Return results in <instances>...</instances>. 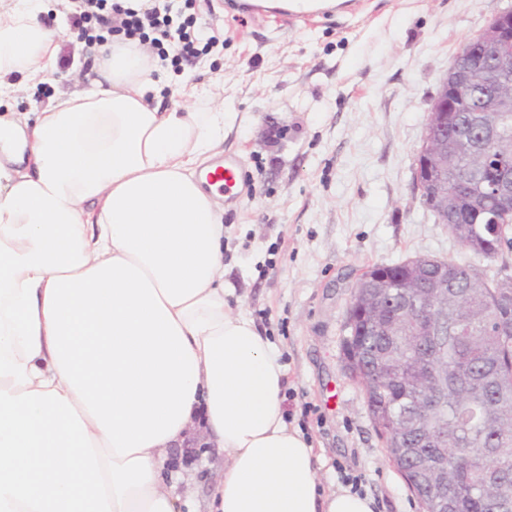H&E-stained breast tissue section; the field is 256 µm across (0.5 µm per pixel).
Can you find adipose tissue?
<instances>
[{
  "label": "adipose tissue",
  "instance_id": "adipose-tissue-1",
  "mask_svg": "<svg viewBox=\"0 0 512 512\" xmlns=\"http://www.w3.org/2000/svg\"><path fill=\"white\" fill-rule=\"evenodd\" d=\"M48 12L0 0V100L49 81ZM156 69L116 41L89 88L0 115V512H182L168 457L199 413L224 453L208 512H374L320 490L280 353L229 302L202 181L237 115L151 104Z\"/></svg>",
  "mask_w": 512,
  "mask_h": 512
}]
</instances>
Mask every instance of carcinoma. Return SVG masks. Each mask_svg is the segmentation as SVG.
<instances>
[{
  "label": "carcinoma",
  "mask_w": 512,
  "mask_h": 512,
  "mask_svg": "<svg viewBox=\"0 0 512 512\" xmlns=\"http://www.w3.org/2000/svg\"><path fill=\"white\" fill-rule=\"evenodd\" d=\"M448 173L464 175L473 186L497 178L500 170L489 164V153L448 156ZM487 213L479 216V234L460 235L457 241L475 254L495 258L502 246L512 244V211L493 199L485 202ZM499 218L498 237L483 232L489 215ZM448 293L435 309L447 318V349L442 360H431L432 340L424 327L409 318L399 321L402 347L391 348L386 339L356 321L352 334L343 340L346 357L361 362L372 411L381 408L397 417L408 414L420 399L423 376L431 370L448 374V391L442 407L430 416L428 427L448 433L438 448L419 446L418 435L406 441L416 451L399 458L400 465L425 479L442 480L457 502V512H497L492 503L512 501V337L488 334V327L504 317L512 319V307L499 304L497 281L476 269L446 261ZM392 360L395 370L384 384L369 379L377 361Z\"/></svg>",
  "instance_id": "1"
}]
</instances>
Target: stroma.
<instances>
[{"instance_id":"35a3bbf8","label":"stroma","mask_w":512,"mask_h":512,"mask_svg":"<svg viewBox=\"0 0 512 512\" xmlns=\"http://www.w3.org/2000/svg\"><path fill=\"white\" fill-rule=\"evenodd\" d=\"M512 0H367L308 26L234 17L224 0H189L216 43L180 71L163 69L155 98L180 100L182 80L224 88L237 113L220 153L235 154L242 180L224 203V280L234 309L279 350L288 379L287 419L321 453L325 491L360 477L376 512H421L344 368L342 342L360 272L427 255L479 269L512 267V250L486 260L462 247L413 190L431 101L459 45ZM51 82L19 100L37 112L77 90L91 53L61 37ZM217 452L183 466L180 488L202 502Z\"/></svg>"}]
</instances>
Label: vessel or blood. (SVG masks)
Returning a JSON list of instances; mask_svg holds the SVG:
<instances>
[{
  "instance_id": "obj_1",
  "label": "vessel or blood",
  "mask_w": 512,
  "mask_h": 512,
  "mask_svg": "<svg viewBox=\"0 0 512 512\" xmlns=\"http://www.w3.org/2000/svg\"><path fill=\"white\" fill-rule=\"evenodd\" d=\"M344 0H225L224 9L234 16H262L273 14L288 23H308L317 17H331L344 9ZM207 184L231 193L240 181V168L233 157L215 161L205 175Z\"/></svg>"
}]
</instances>
